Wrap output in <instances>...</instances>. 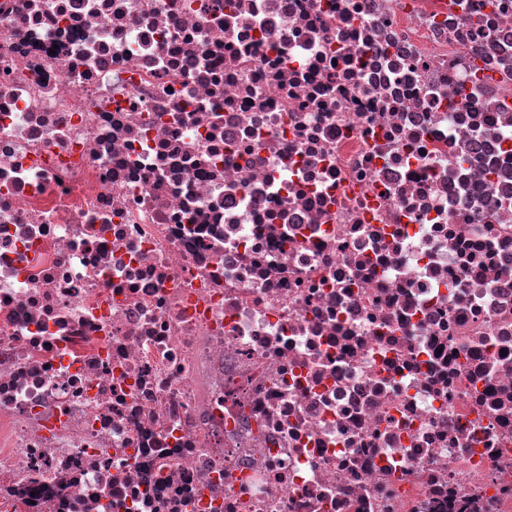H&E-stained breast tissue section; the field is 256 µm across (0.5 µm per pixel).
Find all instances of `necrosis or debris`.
I'll list each match as a JSON object with an SVG mask.
<instances>
[{"label":"necrosis or debris","instance_id":"necrosis-or-debris-1","mask_svg":"<svg viewBox=\"0 0 512 512\" xmlns=\"http://www.w3.org/2000/svg\"><path fill=\"white\" fill-rule=\"evenodd\" d=\"M0 512H512V0H0Z\"/></svg>","mask_w":512,"mask_h":512}]
</instances>
